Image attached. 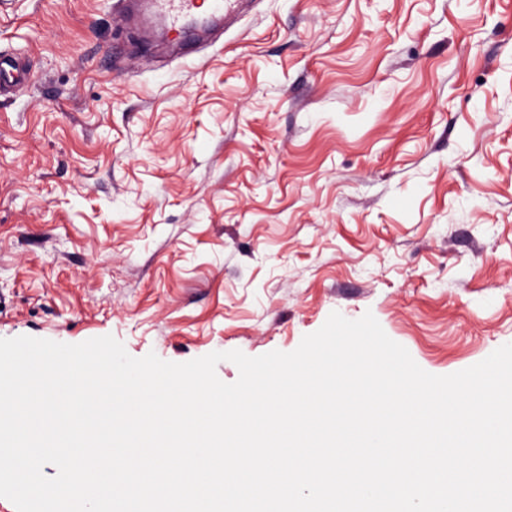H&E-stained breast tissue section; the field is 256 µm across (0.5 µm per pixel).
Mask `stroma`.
<instances>
[{"label": "stroma", "mask_w": 512, "mask_h": 512, "mask_svg": "<svg viewBox=\"0 0 512 512\" xmlns=\"http://www.w3.org/2000/svg\"><path fill=\"white\" fill-rule=\"evenodd\" d=\"M0 338L295 350L372 312L434 375L512 343V0H248L144 47L0 0Z\"/></svg>", "instance_id": "obj_1"}]
</instances>
